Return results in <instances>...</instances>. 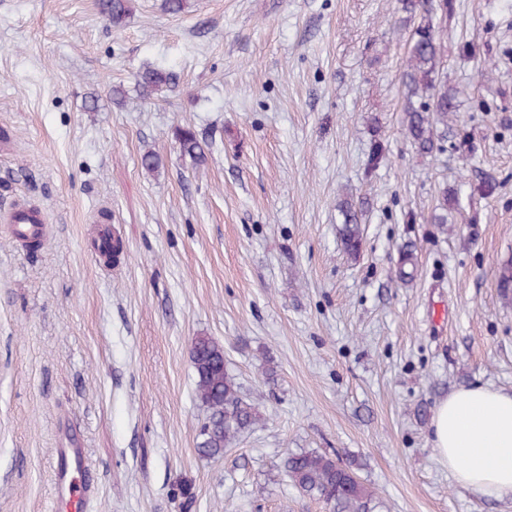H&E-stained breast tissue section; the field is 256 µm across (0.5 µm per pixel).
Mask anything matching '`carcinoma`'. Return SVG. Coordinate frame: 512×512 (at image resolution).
<instances>
[{
	"mask_svg": "<svg viewBox=\"0 0 512 512\" xmlns=\"http://www.w3.org/2000/svg\"><path fill=\"white\" fill-rule=\"evenodd\" d=\"M404 12L418 18L411 33L407 68L401 80L406 107L404 134L416 151L434 156L447 139L448 122L457 118L458 96L448 87L443 76L440 13L448 12V0H399ZM99 12L115 28L129 14V0H98ZM171 76L148 69L138 77V85L146 94L160 92L168 86ZM174 137L183 154L201 165L206 161L205 149L190 127H177ZM343 217L341 241L351 256L360 255L363 232L356 207L349 201L339 205ZM412 254L403 251L395 278L407 282L414 276ZM197 398L207 408L197 445L198 454L220 458L259 419L258 404L248 401L240 386L228 372L224 347L211 338L195 339L191 351ZM283 467L292 484L304 495L329 504L334 512H373L375 491L359 480L352 468L339 459L318 451L291 452L285 455Z\"/></svg>",
	"mask_w": 512,
	"mask_h": 512,
	"instance_id": "cac0c4a2",
	"label": "carcinoma"
}]
</instances>
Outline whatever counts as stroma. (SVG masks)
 <instances>
[{"instance_id": "1", "label": "stroma", "mask_w": 512, "mask_h": 512, "mask_svg": "<svg viewBox=\"0 0 512 512\" xmlns=\"http://www.w3.org/2000/svg\"><path fill=\"white\" fill-rule=\"evenodd\" d=\"M452 4L461 133L431 158L403 134L413 25L397 0H130L119 28L96 0H0V206L49 217L35 251L0 228V512H56L71 442L86 512H332L284 473L300 450L350 465L375 512H512L456 484L431 438L452 390L512 391V0ZM147 68L171 74L164 92L137 86ZM179 126L208 143L204 165ZM444 186L458 202L442 225ZM103 235L119 259L94 253ZM200 336L259 399L220 459L197 452ZM174 137L179 143L181 152L189 156L196 165L206 161L205 149L192 128L179 126L175 128ZM339 211L343 217L341 241L344 250L354 258L360 255L363 243V232L356 207L352 202L343 201L339 205ZM56 448L57 467L54 472L57 510L77 512L84 506L89 489L76 483L70 476L71 467L85 464L86 449L81 447ZM75 510V511H73Z\"/></svg>"}]
</instances>
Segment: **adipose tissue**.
I'll return each mask as SVG.
<instances>
[{
	"label": "adipose tissue",
	"instance_id": "adipose-tissue-1",
	"mask_svg": "<svg viewBox=\"0 0 512 512\" xmlns=\"http://www.w3.org/2000/svg\"><path fill=\"white\" fill-rule=\"evenodd\" d=\"M433 446L457 484L495 499H512V392L476 386L440 401Z\"/></svg>",
	"mask_w": 512,
	"mask_h": 512
}]
</instances>
